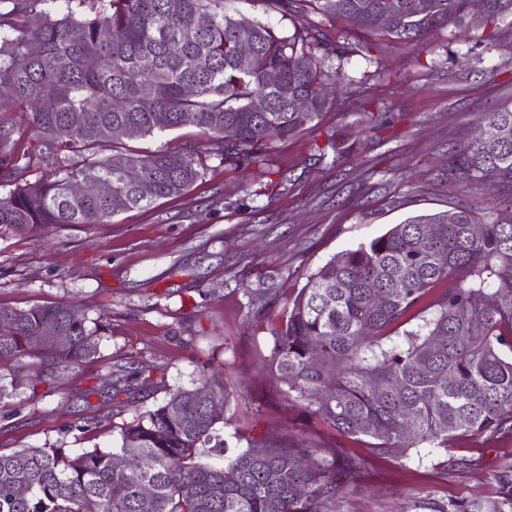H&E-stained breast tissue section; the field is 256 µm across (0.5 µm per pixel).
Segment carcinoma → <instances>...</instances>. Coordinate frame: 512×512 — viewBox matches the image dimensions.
<instances>
[{"label":"carcinoma","mask_w":512,"mask_h":512,"mask_svg":"<svg viewBox=\"0 0 512 512\" xmlns=\"http://www.w3.org/2000/svg\"><path fill=\"white\" fill-rule=\"evenodd\" d=\"M11 2L0 13V112H23L26 123L0 122V187H12L0 225L105 224L201 177L205 160L192 147L99 155L101 144L122 143L125 127L147 136L197 126L237 167L314 129L327 109L318 34L260 20L244 28L233 0H65L62 13L57 0ZM471 2L264 0L281 13L356 16L366 32L418 43L446 26L464 35L512 27V0H484L480 14ZM242 40L253 46L245 57ZM263 98L268 110L255 111ZM297 98L307 110L295 109ZM90 127L99 134L85 136ZM73 182L85 193L72 194ZM102 183L110 195L98 193ZM448 183L491 196L483 208L464 201L411 217L335 254L307 276L272 336L269 366L288 399L376 457L402 461L454 439L479 448L512 434V104L485 113L448 154ZM89 322L71 302L0 308V400L97 359L103 327ZM51 324L67 343L48 337ZM229 403L227 383L204 374L119 426L114 448L0 451V512H142L146 482L153 512H341L362 486L366 459L298 433L238 431L246 447L226 455L216 425ZM494 480L492 496L435 512H512V466Z\"/></svg>","instance_id":"1"}]
</instances>
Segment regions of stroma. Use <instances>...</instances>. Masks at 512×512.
Listing matches in <instances>:
<instances>
[{
    "label": "stroma",
    "instance_id": "obj_1",
    "mask_svg": "<svg viewBox=\"0 0 512 512\" xmlns=\"http://www.w3.org/2000/svg\"><path fill=\"white\" fill-rule=\"evenodd\" d=\"M235 7L283 32L312 27L340 47L337 55L315 51L331 106L316 129L273 143L264 165H224L195 126L127 139L125 151L135 154L205 151L203 174L185 194L105 224L0 225V307L69 301L103 327L93 363L0 400V451L116 446L123 423L208 371L235 385L224 426L229 451L240 447L238 430H299L368 459L365 483L344 512H434L491 494L493 473L512 463V436L477 452L482 467L474 471L447 464L475 453L463 439L419 449L404 463L375 457L305 416L260 365L307 275L407 218L463 199L448 186V151L485 112L512 103V29L460 38L449 26L415 43L311 12L285 16L262 0ZM259 291L261 310L251 304ZM130 361L149 379L132 381L117 407L106 390Z\"/></svg>",
    "mask_w": 512,
    "mask_h": 512
}]
</instances>
